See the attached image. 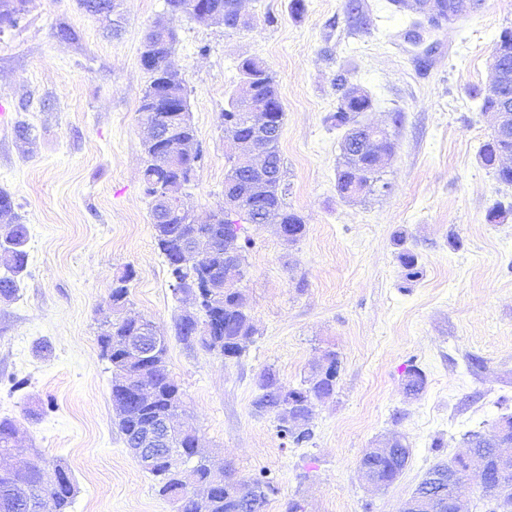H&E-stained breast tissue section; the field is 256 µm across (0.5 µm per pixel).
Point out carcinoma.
I'll return each mask as SVG.
<instances>
[{
    "instance_id": "carcinoma-1",
    "label": "carcinoma",
    "mask_w": 512,
    "mask_h": 512,
    "mask_svg": "<svg viewBox=\"0 0 512 512\" xmlns=\"http://www.w3.org/2000/svg\"><path fill=\"white\" fill-rule=\"evenodd\" d=\"M25 0H0V25L13 26L23 10ZM194 0H167L172 12H189L197 20H202L203 10H217L224 16V25L229 28L239 26L237 0H199L200 5L194 9L190 3ZM146 39L158 48L153 50V65L147 68L150 83L142 100L152 99L160 103L173 95L178 97L182 108L181 119L173 124L169 113L151 111L144 113L145 120L153 124L159 135L166 142L196 143V132L191 123L187 101V88L183 81L166 80L168 75L167 59L173 46L157 43L156 32L149 31ZM496 61L495 69L499 74L501 94L491 98L475 91L480 100V109L488 111H506L512 113V29L504 28L495 42L491 55ZM241 81H251V98L246 100L241 95H232L228 108L224 109L222 119H231V125L224 126L226 134H235L240 138L251 135L248 124L249 114L255 110H270L276 113L270 135L258 140L257 145L266 156V166L261 172H249L238 168L233 160L224 177V190L235 198H245V205L228 217L224 211L211 214L214 222L196 224L187 218L171 217L159 206H151V220L155 231V240L161 254L165 257L169 274L174 281L173 289H178L176 281L207 279L215 284L224 283V262L232 256L245 259L246 245L240 243L241 224H277L289 228L291 239L295 244L306 233L303 218L290 209L285 202V191L281 188V156L279 139L281 136L284 112L279 99L275 77L266 63L257 57L242 60L239 66ZM336 89V111L326 117L331 126L346 129L341 142L340 169L337 174L336 188L339 195L348 200H355L373 192L375 182L379 180L380 170L386 158L396 149L394 135L386 130L375 131L370 127L359 125L358 116L372 109L373 100L368 92L360 89L353 93L345 89V76L334 79ZM512 152V122L505 127L493 128L488 139L481 145L478 157L481 164L494 170L499 182L512 185V168L499 166L502 154ZM147 161L143 170L144 194L151 196L156 189L167 185L177 186L187 181V174L196 172L197 164L202 158L200 149L183 158L177 164L171 163L167 153L160 149L145 150ZM204 237L211 247V263L204 271H198L189 263L187 254L190 245L196 239ZM0 238L3 239L7 253V273L0 276V298H13L16 294L19 278L27 268L28 252L26 250L27 227L22 224L15 211L10 194L0 191ZM398 261L409 281H415L422 275L419 256L410 248L398 253ZM133 278V271L125 269L113 279L112 301L117 311H122L128 304V283ZM203 318H216L211 324L208 335L195 333L193 325L178 320L175 335L183 342L198 344L209 352L228 359L240 358L255 330L252 318L247 311L246 298L242 289L227 291L216 289L210 299L204 301L201 308ZM143 324L124 322L120 318L103 321L101 335L112 343V354L107 360L112 366V403L119 404L123 412L118 414V426L125 437L127 447L132 448L138 440L142 424L155 418L176 420L180 417L183 392L180 385L170 375L166 366V336H160L152 363L156 367L144 372L136 364L125 359L124 346L127 341L143 335ZM322 365H314L298 388L284 384L278 373L271 367L263 369L257 377V395L254 400L256 409L275 416L277 433L281 439L300 445L311 438L309 422L314 415L316 403L334 395L336 381L321 376ZM142 385H150L158 390V399L154 407H140L134 391ZM426 387L425 374L415 366L406 370L404 388L407 395L417 397ZM288 395L294 394L307 401L308 407L299 416L301 428L288 424L278 411V404L283 390ZM468 448L480 457H491L501 444L490 433L473 432L467 438ZM170 447L176 449L187 464L184 471H174L165 464V457L159 456L148 474L154 481L155 491L163 498L174 501L177 512H264L267 502V490L271 480L265 476L253 479H236L233 474L213 472L205 461L197 456L195 438L181 435L172 440ZM394 452L388 456H362L359 465L367 469L376 479L379 487L387 488L405 470L412 457V448L405 438L393 439ZM456 462H440L428 470L418 486L423 489L436 484L448 488V471L454 469ZM60 481L51 489L54 512H70L75 490L71 488L72 480L69 470L57 465ZM210 485V494L205 500H193L183 494L182 488L188 479Z\"/></svg>"
}]
</instances>
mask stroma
Listing matches in <instances>:
<instances>
[{"instance_id": "obj_1", "label": "stroma", "mask_w": 512, "mask_h": 512, "mask_svg": "<svg viewBox=\"0 0 512 512\" xmlns=\"http://www.w3.org/2000/svg\"><path fill=\"white\" fill-rule=\"evenodd\" d=\"M239 0L232 29L170 12L166 0H122L109 34L78 0H26L0 27V190L26 224L28 266L17 295L0 301V419H12L20 459L71 471V512H175L129 454L112 405V371L98 344L112 280L132 268L129 309L166 336V365L184 393L183 418L205 455L236 476L275 485L265 512H401L427 470L467 451L468 432L512 415V201L479 158L492 131L473 90L490 80V55L512 26V0H484L455 24L409 38L407 13L388 0ZM178 35L169 58L183 77L202 160L182 200L203 216L224 206L235 151L221 114L239 63L265 61L285 121L282 184L307 232L283 241L275 225H245L252 240L240 286L256 328L227 360L175 334L188 297L172 288L142 189L146 137L138 110L149 82L140 63L156 21ZM71 29L64 39L59 28ZM345 73L374 99L362 123L394 134L388 188L354 202L336 191L342 130L332 81ZM35 139L18 140V124ZM419 255L405 281L397 255ZM339 356L336 393L318 403L311 440L280 439L253 407L270 367L299 385L324 351ZM426 375L408 398L405 371ZM402 435L413 455L402 475L371 492L359 470L369 448Z\"/></svg>"}]
</instances>
